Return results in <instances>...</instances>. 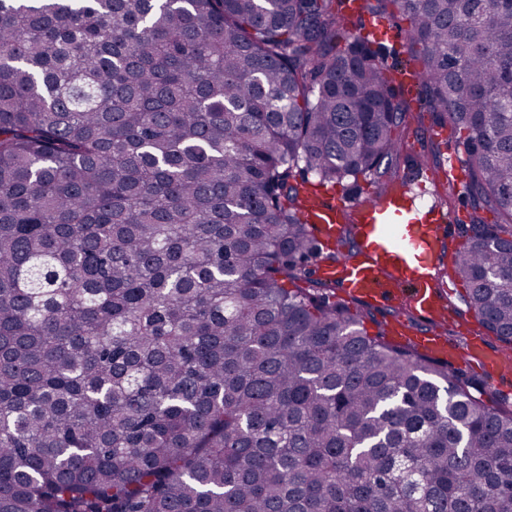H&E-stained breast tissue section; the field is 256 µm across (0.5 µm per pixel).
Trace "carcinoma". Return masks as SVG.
Here are the masks:
<instances>
[{
    "label": "carcinoma",
    "instance_id": "obj_1",
    "mask_svg": "<svg viewBox=\"0 0 512 512\" xmlns=\"http://www.w3.org/2000/svg\"><path fill=\"white\" fill-rule=\"evenodd\" d=\"M377 2L465 155L453 312L512 347V0ZM389 70L346 0H0V512H512V399L318 275Z\"/></svg>",
    "mask_w": 512,
    "mask_h": 512
}]
</instances>
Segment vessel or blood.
I'll list each match as a JSON object with an SVG mask.
<instances>
[{
	"mask_svg": "<svg viewBox=\"0 0 512 512\" xmlns=\"http://www.w3.org/2000/svg\"><path fill=\"white\" fill-rule=\"evenodd\" d=\"M353 217L357 247L339 263L324 262L323 276L341 281L350 296L375 306L406 301L422 326L396 322L390 334L419 351L440 358H464L479 368L512 378V355L489 352L482 337L471 335L458 344L434 329L447 314L434 269L450 236L448 219L439 202L405 181H396L377 203L349 201L346 195L326 193L312 199L305 217L326 249L340 242L346 217Z\"/></svg>",
	"mask_w": 512,
	"mask_h": 512,
	"instance_id": "1",
	"label": "vessel or blood"
}]
</instances>
